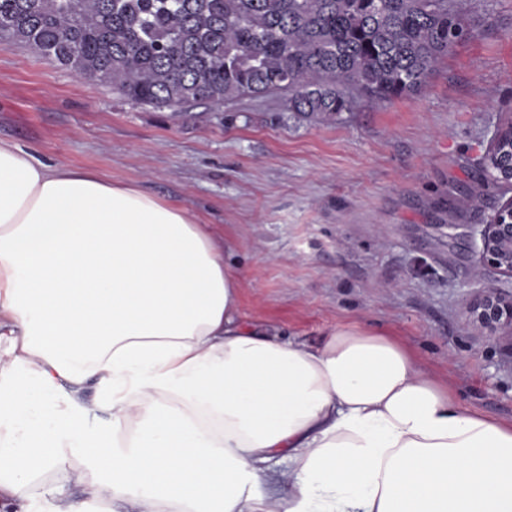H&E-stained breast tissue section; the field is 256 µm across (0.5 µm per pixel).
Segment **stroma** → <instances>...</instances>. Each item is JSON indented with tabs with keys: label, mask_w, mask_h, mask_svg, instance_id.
<instances>
[{
	"label": "stroma",
	"mask_w": 512,
	"mask_h": 512,
	"mask_svg": "<svg viewBox=\"0 0 512 512\" xmlns=\"http://www.w3.org/2000/svg\"><path fill=\"white\" fill-rule=\"evenodd\" d=\"M467 21L419 93L333 124L274 96L176 115L0 44V140L189 206L233 242L250 320L310 344L349 322L388 330L461 407L511 422L512 334L478 332L467 307L512 294L471 233L512 198L480 165L512 114V0Z\"/></svg>",
	"instance_id": "35a3bbf8"
}]
</instances>
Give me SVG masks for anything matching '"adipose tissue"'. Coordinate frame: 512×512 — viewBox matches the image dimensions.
I'll use <instances>...</instances> for the list:
<instances>
[{"mask_svg": "<svg viewBox=\"0 0 512 512\" xmlns=\"http://www.w3.org/2000/svg\"><path fill=\"white\" fill-rule=\"evenodd\" d=\"M231 249L186 205L0 141V500L512 512V423L387 332L248 321Z\"/></svg>", "mask_w": 512, "mask_h": 512, "instance_id": "obj_1", "label": "adipose tissue"}]
</instances>
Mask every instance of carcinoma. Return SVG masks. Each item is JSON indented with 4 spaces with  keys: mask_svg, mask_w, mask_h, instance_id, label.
<instances>
[{
    "mask_svg": "<svg viewBox=\"0 0 512 512\" xmlns=\"http://www.w3.org/2000/svg\"><path fill=\"white\" fill-rule=\"evenodd\" d=\"M471 0H0L25 45L144 106L220 110L283 95L332 123L361 100L423 89L472 37Z\"/></svg>",
    "mask_w": 512,
    "mask_h": 512,
    "instance_id": "carcinoma-1",
    "label": "carcinoma"
}]
</instances>
